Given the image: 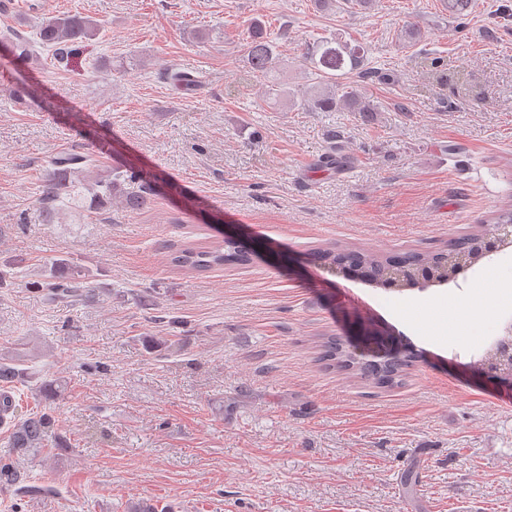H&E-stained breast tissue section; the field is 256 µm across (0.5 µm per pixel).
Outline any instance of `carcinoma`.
<instances>
[{
    "instance_id": "cac0c4a2",
    "label": "carcinoma",
    "mask_w": 512,
    "mask_h": 512,
    "mask_svg": "<svg viewBox=\"0 0 512 512\" xmlns=\"http://www.w3.org/2000/svg\"><path fill=\"white\" fill-rule=\"evenodd\" d=\"M100 26L90 17L79 12L66 13L39 20L36 35L39 44L53 46L59 50H75L82 44L95 39ZM0 40L11 48L13 57L18 61L28 59L33 53L31 41L12 28L0 30ZM243 51L253 73L267 76L276 71L278 57L265 33L264 25L255 19L249 25V36L243 44ZM367 51L363 47H350L340 41H322L302 52L303 62L313 67L321 80L334 85L336 80L348 73H355L361 79L376 78L386 82L390 80L387 73L365 67ZM346 102L355 112H371L373 108L363 100L356 91H351L342 100L336 94H320L311 99L313 108L322 112L336 111L339 102ZM93 158L88 154H67L51 161L42 183L38 201L47 214L55 212V205L65 204L70 208L83 207V199L78 191L83 172L92 164ZM155 174L143 168H130L122 172H108L100 175L94 189V203L104 206L114 198H119L131 211L141 210L150 204L153 196ZM488 228L479 229L462 239L452 238L443 248L433 252H404L396 256H381L367 251L326 248L319 252V259L336 266L349 274L375 285L391 288L393 282L390 274L397 271L403 279L411 284L416 277L426 274L436 279L441 276H457L467 269L461 263L463 252L470 254L482 248L480 235ZM250 261L249 252L239 242L223 239L210 242L206 246L187 245L177 251L173 263L180 269L190 272H204L222 266L244 265ZM55 272L49 283L50 296L58 302H68L92 296L94 288L82 271L67 266L62 260L53 263ZM320 360L329 366L340 364L349 366V357L343 347L332 339L325 345ZM357 371L370 376L375 383L393 386L402 377L400 367L385 368L374 372L367 367L357 366ZM24 371L15 363L0 362V382L12 383L23 379ZM54 439L56 447L64 446V440L53 430L52 418L45 412H32L13 423L11 429V447L16 455L24 456L38 448L44 442ZM0 481L22 485L27 475L10 464L0 465Z\"/></svg>"
}]
</instances>
